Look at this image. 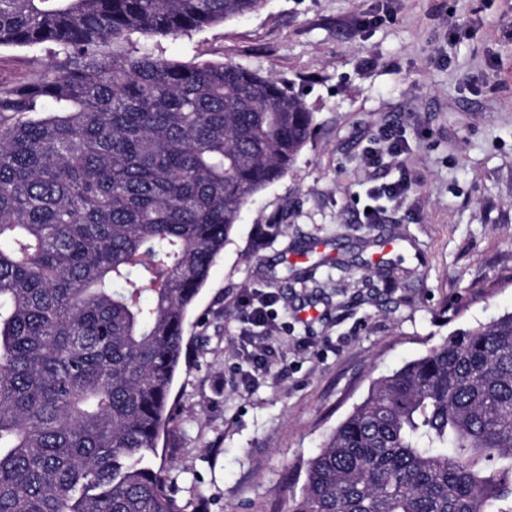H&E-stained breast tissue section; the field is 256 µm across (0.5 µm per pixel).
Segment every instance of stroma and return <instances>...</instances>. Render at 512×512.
Masks as SVG:
<instances>
[{
    "mask_svg": "<svg viewBox=\"0 0 512 512\" xmlns=\"http://www.w3.org/2000/svg\"><path fill=\"white\" fill-rule=\"evenodd\" d=\"M161 48L258 70L314 114L188 313L152 461L183 512H289L375 380L512 312V0H265ZM260 305L261 326L245 317Z\"/></svg>",
    "mask_w": 512,
    "mask_h": 512,
    "instance_id": "stroma-1",
    "label": "stroma"
}]
</instances>
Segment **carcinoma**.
Here are the masks:
<instances>
[{
    "label": "carcinoma",
    "mask_w": 512,
    "mask_h": 512,
    "mask_svg": "<svg viewBox=\"0 0 512 512\" xmlns=\"http://www.w3.org/2000/svg\"><path fill=\"white\" fill-rule=\"evenodd\" d=\"M264 0H0V512H182L158 455L187 313L303 99L177 37ZM292 512H512V313L375 381ZM37 56L45 58V54L28 49H1L0 51V78L8 77L15 80L22 79L27 70V60Z\"/></svg>",
    "instance_id": "cac0c4a2"
}]
</instances>
